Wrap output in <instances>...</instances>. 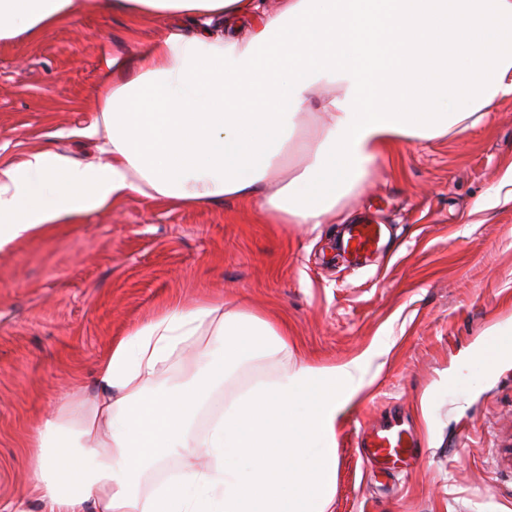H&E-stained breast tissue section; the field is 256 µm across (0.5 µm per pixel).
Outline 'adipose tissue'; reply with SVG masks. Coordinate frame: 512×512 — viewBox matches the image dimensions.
Returning <instances> with one entry per match:
<instances>
[{
	"mask_svg": "<svg viewBox=\"0 0 512 512\" xmlns=\"http://www.w3.org/2000/svg\"><path fill=\"white\" fill-rule=\"evenodd\" d=\"M112 0L133 16L186 20L98 92L89 161L41 150L0 163V248L130 193L180 206L235 198L281 224H330L369 165L399 141L464 134L512 96V0ZM74 0H0V41L62 21ZM329 90L319 111L310 91ZM300 162L289 165V155ZM190 381L159 384L194 337ZM252 307H176L115 339L92 390L68 393L39 434L48 512H332L336 430L365 359L299 365L191 426L229 367L287 353ZM202 465L188 470V459ZM164 462L178 477L142 492Z\"/></svg>",
	"mask_w": 512,
	"mask_h": 512,
	"instance_id": "obj_1",
	"label": "adipose tissue"
}]
</instances>
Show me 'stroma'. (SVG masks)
Returning <instances> with one entry per match:
<instances>
[{
	"label": "stroma",
	"instance_id": "1",
	"mask_svg": "<svg viewBox=\"0 0 512 512\" xmlns=\"http://www.w3.org/2000/svg\"><path fill=\"white\" fill-rule=\"evenodd\" d=\"M173 30L76 0L60 23L0 41V159L95 150L77 136L97 86ZM512 97L458 139L393 144L335 223L277 224L225 199L180 208L137 194L0 250V508L44 512L34 448L64 395L89 388L113 339L177 305L246 300L288 324L289 365L364 357L359 401L336 432L333 512H512V354L491 372L475 347L512 327ZM382 225L384 248L342 254L345 225ZM282 364L259 357L195 421ZM417 453L384 470L361 453L386 425Z\"/></svg>",
	"mask_w": 512,
	"mask_h": 512
}]
</instances>
